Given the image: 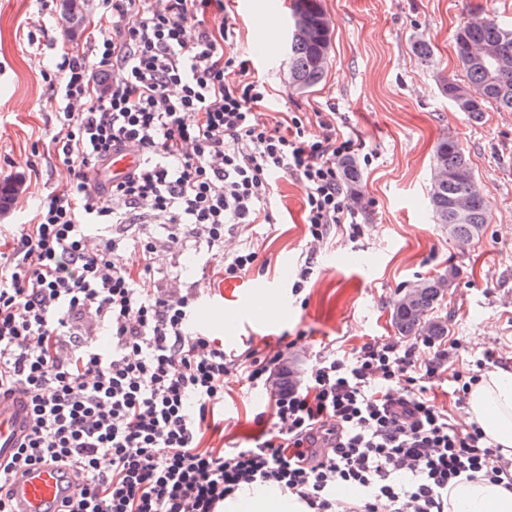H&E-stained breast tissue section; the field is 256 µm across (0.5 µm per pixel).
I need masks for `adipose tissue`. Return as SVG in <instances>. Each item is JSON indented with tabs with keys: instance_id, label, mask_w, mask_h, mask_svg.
Instances as JSON below:
<instances>
[{
	"instance_id": "ef3b65f1",
	"label": "adipose tissue",
	"mask_w": 512,
	"mask_h": 512,
	"mask_svg": "<svg viewBox=\"0 0 512 512\" xmlns=\"http://www.w3.org/2000/svg\"><path fill=\"white\" fill-rule=\"evenodd\" d=\"M467 420L476 423L502 454L512 457V371L482 375L467 399ZM225 512H308L296 495L268 488H248L224 504ZM447 512H512V490L479 477L448 489Z\"/></svg>"
}]
</instances>
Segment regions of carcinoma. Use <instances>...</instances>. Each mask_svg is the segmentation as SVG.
Wrapping results in <instances>:
<instances>
[{"instance_id":"obj_1","label":"carcinoma","mask_w":512,"mask_h":512,"mask_svg":"<svg viewBox=\"0 0 512 512\" xmlns=\"http://www.w3.org/2000/svg\"><path fill=\"white\" fill-rule=\"evenodd\" d=\"M294 24L306 21L309 30L288 41V84L303 91L319 85L326 75L330 53V20L321 0H293ZM454 49L464 78L444 77L440 94L456 111L480 123L489 108L512 112V26L492 19L476 18L461 23L454 34ZM343 184L351 199L362 200L363 175L357 163H341ZM428 202L434 223L448 238L470 244L491 223L483 190L467 151L454 138L442 136L433 152V176ZM459 271L418 278L405 285L406 291L392 304L390 322L396 336L441 339L449 333L448 313L443 301L455 286Z\"/></svg>"}]
</instances>
